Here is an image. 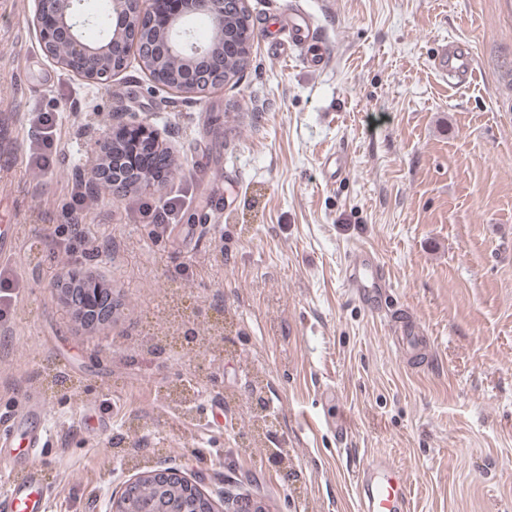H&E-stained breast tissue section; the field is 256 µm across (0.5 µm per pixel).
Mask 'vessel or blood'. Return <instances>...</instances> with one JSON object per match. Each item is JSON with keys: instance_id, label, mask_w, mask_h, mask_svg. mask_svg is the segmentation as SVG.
<instances>
[{"instance_id": "vessel-or-blood-1", "label": "vessel or blood", "mask_w": 512, "mask_h": 512, "mask_svg": "<svg viewBox=\"0 0 512 512\" xmlns=\"http://www.w3.org/2000/svg\"><path fill=\"white\" fill-rule=\"evenodd\" d=\"M289 33V51H302L304 63L321 68L327 59L326 44L310 16L302 9H289L283 18ZM436 70L447 76L450 85L470 83L475 75L474 55L467 43L454 42L444 46L435 60ZM346 286L372 312L385 315L390 339L397 350L415 351L423 346L406 314L385 311L381 304L386 285V271L369 250L356 249L350 256L345 275ZM46 445L44 432H31L21 421L0 427V448L23 451L33 464L26 476L9 481L0 494V512H41L46 490L34 461ZM357 491L363 512H409L411 488L408 479L388 458L373 459L362 471Z\"/></svg>"}]
</instances>
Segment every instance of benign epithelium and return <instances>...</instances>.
I'll use <instances>...</instances> for the list:
<instances>
[{
  "mask_svg": "<svg viewBox=\"0 0 512 512\" xmlns=\"http://www.w3.org/2000/svg\"><path fill=\"white\" fill-rule=\"evenodd\" d=\"M31 25L47 58L87 81L107 84L126 65L130 48L138 50L140 62L152 87H167L177 93H191L198 98L206 96L213 88L224 85V67L213 65V59L224 54L225 19L224 0H181V9L168 17L161 25L152 17L153 0H112V28L103 40L88 42L81 35L79 15L82 0H32ZM205 16L210 22V34L204 41L182 39V30L194 17ZM111 121L127 132L135 129L148 137L151 145H158L159 134L143 122L116 112ZM112 133L93 137L90 150L95 164L90 171L89 189L97 192L108 189L113 196L122 197L133 190H152L160 180L151 171H132L123 178L110 176L105 162L112 156ZM83 277L72 269L63 273L51 285L55 294L67 303L64 285ZM75 322L83 327L103 325L112 315L102 296L85 297L83 306L71 312ZM148 479L163 489H171L180 483L207 493L195 482L175 468L158 469L138 474L128 479L112 500V512L121 496L137 494L142 480ZM211 512H266L265 504L249 497H237L224 501V508L212 507Z\"/></svg>",
  "mask_w": 512,
  "mask_h": 512,
  "instance_id": "benign-epithelium-1",
  "label": "benign epithelium"
}]
</instances>
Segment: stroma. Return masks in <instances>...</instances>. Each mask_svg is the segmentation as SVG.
Here are the masks:
<instances>
[{
    "label": "stroma",
    "instance_id": "stroma-1",
    "mask_svg": "<svg viewBox=\"0 0 512 512\" xmlns=\"http://www.w3.org/2000/svg\"><path fill=\"white\" fill-rule=\"evenodd\" d=\"M293 3L325 39L320 70L270 51ZM248 6L249 66L200 100L151 87L134 52L109 87L81 79L45 57L30 0L0 5V260L19 287L0 425L47 405L46 512H108L126 480L169 466L217 500L361 512L377 455L407 472L411 512H512V0ZM451 39L476 59L459 88L433 64ZM39 112L56 117L44 172L28 162ZM113 112L157 130L171 170L153 193L90 196L95 253L51 246L91 165L81 131ZM336 151L349 172L329 182ZM172 196L174 223L152 225L143 209ZM358 247L388 269L418 356L345 287ZM68 267L111 289V323L74 324L50 289Z\"/></svg>",
    "mask_w": 512,
    "mask_h": 512
}]
</instances>
